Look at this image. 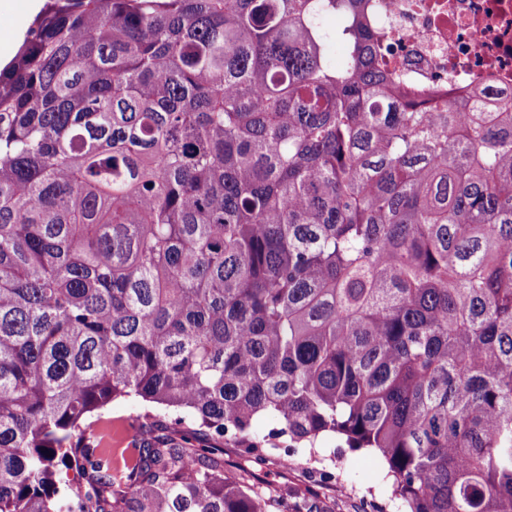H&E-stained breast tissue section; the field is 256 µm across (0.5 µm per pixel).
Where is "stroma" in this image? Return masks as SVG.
Segmentation results:
<instances>
[{
  "label": "stroma",
  "mask_w": 512,
  "mask_h": 512,
  "mask_svg": "<svg viewBox=\"0 0 512 512\" xmlns=\"http://www.w3.org/2000/svg\"><path fill=\"white\" fill-rule=\"evenodd\" d=\"M110 415L112 428L105 446L118 469L134 455L139 441L158 435L172 440L178 437L162 411L132 399L112 402ZM224 467L242 474L271 499L286 492L318 500L328 512H379L386 501L380 461L366 451L338 447L333 438L325 440L315 463L301 452L282 462L277 452L271 451L258 465L228 444Z\"/></svg>",
  "instance_id": "stroma-1"
}]
</instances>
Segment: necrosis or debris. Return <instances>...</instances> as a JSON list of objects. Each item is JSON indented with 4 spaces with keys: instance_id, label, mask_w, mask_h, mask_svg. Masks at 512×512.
<instances>
[{
    "instance_id": "obj_1",
    "label": "necrosis or debris",
    "mask_w": 512,
    "mask_h": 512,
    "mask_svg": "<svg viewBox=\"0 0 512 512\" xmlns=\"http://www.w3.org/2000/svg\"><path fill=\"white\" fill-rule=\"evenodd\" d=\"M388 70L430 100L512 103V0H366Z\"/></svg>"
}]
</instances>
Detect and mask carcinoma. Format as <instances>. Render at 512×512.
Wrapping results in <instances>:
<instances>
[{
	"label": "carcinoma",
	"mask_w": 512,
	"mask_h": 512,
	"mask_svg": "<svg viewBox=\"0 0 512 512\" xmlns=\"http://www.w3.org/2000/svg\"><path fill=\"white\" fill-rule=\"evenodd\" d=\"M380 54L362 0H48L0 70V512H270L165 438L112 468L130 397L512 512V112Z\"/></svg>",
	"instance_id": "1"
}]
</instances>
